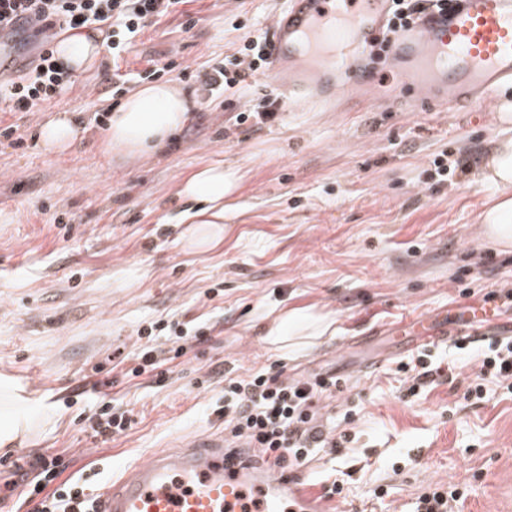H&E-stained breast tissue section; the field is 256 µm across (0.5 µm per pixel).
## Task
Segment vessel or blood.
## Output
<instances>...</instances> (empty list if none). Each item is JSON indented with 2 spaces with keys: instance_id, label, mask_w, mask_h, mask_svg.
Instances as JSON below:
<instances>
[{
  "instance_id": "b4317fda",
  "label": "vessel or blood",
  "mask_w": 512,
  "mask_h": 512,
  "mask_svg": "<svg viewBox=\"0 0 512 512\" xmlns=\"http://www.w3.org/2000/svg\"><path fill=\"white\" fill-rule=\"evenodd\" d=\"M391 0H290L271 24L273 58L258 80L286 109L335 107L375 77L361 61L382 39ZM16 35L0 30V75L19 68ZM389 58L410 87L411 112H457L512 83V0H448L393 36ZM99 512H319L294 474L225 461L216 437L156 454L97 485Z\"/></svg>"
}]
</instances>
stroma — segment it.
<instances>
[{
	"label": "stroma",
	"instance_id": "obj_1",
	"mask_svg": "<svg viewBox=\"0 0 512 512\" xmlns=\"http://www.w3.org/2000/svg\"><path fill=\"white\" fill-rule=\"evenodd\" d=\"M285 0H188L184 14L148 28L128 59L198 67L235 53L243 35L267 34ZM196 20L184 28L186 16ZM112 69L79 74L66 94L38 112H0L24 147L0 143V382L21 392L37 428L24 454L53 449L72 470L116 472L185 439L224 431V369L247 376L282 367L298 379L342 377L321 398L352 441L300 467L326 512H411L429 483L470 485L461 512H512V394L489 385L483 400L463 394L476 353L453 342L430 348L453 363L452 379L408 403L398 361L410 351L394 326L417 314L452 319L468 302L512 290V249L489 245L478 217L495 201L478 174L498 124L486 104L442 115L402 109L404 83L390 77L363 111L281 112L275 122L237 124L262 86L212 97L193 82L176 141L127 160L104 154L105 126L92 100L112 98ZM61 112L85 131L64 153L45 152L39 126ZM469 157L468 170L436 183L433 158ZM241 169L224 201V242L185 249L195 204L178 191L201 165ZM336 316V332L297 348L270 343L265 328L291 307ZM165 319L206 332L171 364L164 387L126 379L138 330ZM112 386L97 385L95 366ZM112 398L133 426L102 441L84 431L98 397ZM351 421H344V413ZM345 494L325 495L328 479ZM383 486L384 500L370 491Z\"/></svg>",
	"mask_w": 512,
	"mask_h": 512
}]
</instances>
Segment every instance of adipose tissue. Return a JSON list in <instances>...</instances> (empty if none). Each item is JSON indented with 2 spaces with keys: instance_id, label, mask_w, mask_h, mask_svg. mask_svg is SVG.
<instances>
[{
  "instance_id": "1",
  "label": "adipose tissue",
  "mask_w": 512,
  "mask_h": 512,
  "mask_svg": "<svg viewBox=\"0 0 512 512\" xmlns=\"http://www.w3.org/2000/svg\"><path fill=\"white\" fill-rule=\"evenodd\" d=\"M57 56L74 73L102 59L106 46L101 36L78 33L56 45ZM191 102L173 83L139 87L114 108L108 118L105 149L127 157L148 155L162 147L190 117ZM498 117L506 126L493 144L480 172L483 181L496 186L499 196L479 217L483 235L490 243L512 246V103L503 102ZM75 116L62 112L38 129L43 148L67 151L82 134ZM238 169L206 165L185 178L179 194L197 203L187 231L188 247L199 252L216 249L224 240V200L240 186ZM330 314L313 307H294L276 319L268 330L274 341L312 342L330 332ZM32 416L26 413L9 388L0 389V447L14 445L28 430Z\"/></svg>"
}]
</instances>
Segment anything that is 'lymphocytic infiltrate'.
<instances>
[{
  "label": "lymphocytic infiltrate",
  "mask_w": 512,
  "mask_h": 512,
  "mask_svg": "<svg viewBox=\"0 0 512 512\" xmlns=\"http://www.w3.org/2000/svg\"><path fill=\"white\" fill-rule=\"evenodd\" d=\"M187 0H0V24L28 22L37 38L34 53L20 75L0 77V100L10 111L35 112L43 104L62 96L76 83L74 74L56 58L59 35L89 28L105 32L112 55V96L120 98L134 84L154 81L170 74L199 84L212 94L223 93L233 84L252 85L271 59V43L262 36H244L239 55L231 65L216 64L201 69L178 67L176 62L147 60L140 70H122L125 53L135 38L163 18L177 13ZM143 342L136 366L128 378L149 375L161 385L167 380L164 367L185 355L183 335L159 321L142 331ZM169 348L158 346V339ZM479 370L464 400H482L487 384L512 392V338L490 337L481 352ZM405 375V396L417 397L435 385L444 374L441 362L425 351L400 364ZM340 377L317 374L306 379H286L281 371H259L248 377L224 372V443L253 450L268 470L282 473L302 466L318 449L337 450L349 440L347 432L332 434L322 422L318 402L339 390ZM59 454L29 457L26 466L0 460L1 483L6 492H20L30 512H94L86 489L90 480H103L102 472L78 476L68 474ZM36 480H27L28 472Z\"/></svg>",
  "instance_id": "lymphocytic-infiltrate-1"
}]
</instances>
